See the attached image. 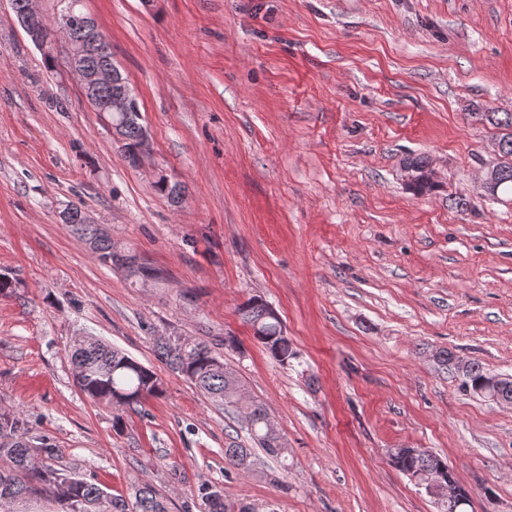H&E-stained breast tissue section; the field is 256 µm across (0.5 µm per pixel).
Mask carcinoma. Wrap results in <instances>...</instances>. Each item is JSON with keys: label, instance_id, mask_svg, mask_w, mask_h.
<instances>
[{"label": "carcinoma", "instance_id": "1", "mask_svg": "<svg viewBox=\"0 0 512 512\" xmlns=\"http://www.w3.org/2000/svg\"><path fill=\"white\" fill-rule=\"evenodd\" d=\"M474 118L493 126L512 129V113L476 112ZM112 124L122 126L125 152L136 164L135 152L139 125L125 120L123 113L111 114ZM502 161L498 163L497 191L493 199L512 195V132L498 142ZM412 180L410 187L421 196L435 188L429 175V161L411 158L405 163ZM72 232L89 244L96 260L109 268L115 262L116 245L102 234L96 224H73ZM245 324L255 339L280 364L295 358V352L284 334L281 320L261 297H252L239 308ZM156 357L169 369L193 383L215 403L243 413L251 440L272 458L286 459L287 444L265 406L245 395V385L238 373L228 366L213 343L188 336H160L155 340ZM70 360L79 390L91 400L115 409L112 427L118 429L123 415L137 412L145 402L160 396L163 382L150 368L104 340L75 337L70 345ZM497 375L477 362L469 363L461 375L464 390L485 398H493ZM60 449L45 435L32 432L19 412H0V512H16L15 505L39 496L52 498L60 512H167L166 504L152 485L143 483L132 489L128 497L114 496L97 483L63 472L51 465ZM253 449L231 443L224 449V461L240 470L253 465ZM393 466L408 475L442 506V512H467L471 497L448 496V461L413 448H394ZM208 512H227L220 490L202 493Z\"/></svg>", "mask_w": 512, "mask_h": 512}]
</instances>
